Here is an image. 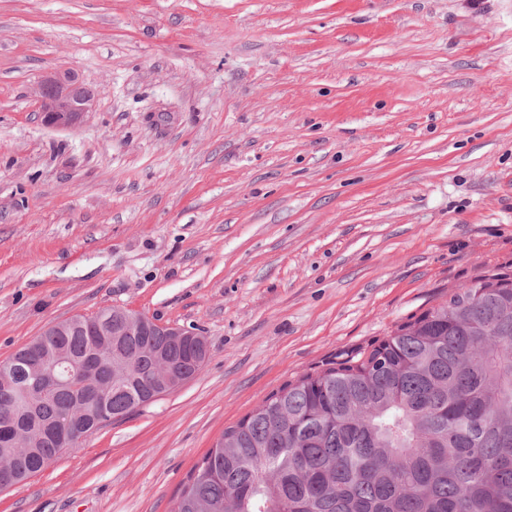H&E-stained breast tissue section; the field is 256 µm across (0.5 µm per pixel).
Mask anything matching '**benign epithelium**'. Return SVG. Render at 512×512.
<instances>
[{"label": "benign epithelium", "mask_w": 512, "mask_h": 512, "mask_svg": "<svg viewBox=\"0 0 512 512\" xmlns=\"http://www.w3.org/2000/svg\"><path fill=\"white\" fill-rule=\"evenodd\" d=\"M38 112L43 123L56 130L81 124L95 108V95L71 69H60L41 77L36 88Z\"/></svg>", "instance_id": "obj_1"}]
</instances>
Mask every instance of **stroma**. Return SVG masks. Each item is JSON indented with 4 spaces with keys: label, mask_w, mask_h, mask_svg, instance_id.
<instances>
[{
    "label": "stroma",
    "mask_w": 512,
    "mask_h": 512,
    "mask_svg": "<svg viewBox=\"0 0 512 512\" xmlns=\"http://www.w3.org/2000/svg\"><path fill=\"white\" fill-rule=\"evenodd\" d=\"M62 67L71 130L36 107ZM497 274L512 0H0V361L112 306L210 350L0 512H171L272 393ZM91 91L71 69L45 74L36 88L38 112L43 123L56 130L81 124L95 108V95Z\"/></svg>",
    "instance_id": "1"
}]
</instances>
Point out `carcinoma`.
<instances>
[{"label":"carcinoma","mask_w":512,"mask_h":512,"mask_svg":"<svg viewBox=\"0 0 512 512\" xmlns=\"http://www.w3.org/2000/svg\"><path fill=\"white\" fill-rule=\"evenodd\" d=\"M117 307L0 362V459L24 477L167 393L209 351L126 334ZM101 324L107 335L93 337ZM81 367L30 401L31 361ZM173 512H512V278H479L369 349L284 385L224 430Z\"/></svg>","instance_id":"1"}]
</instances>
